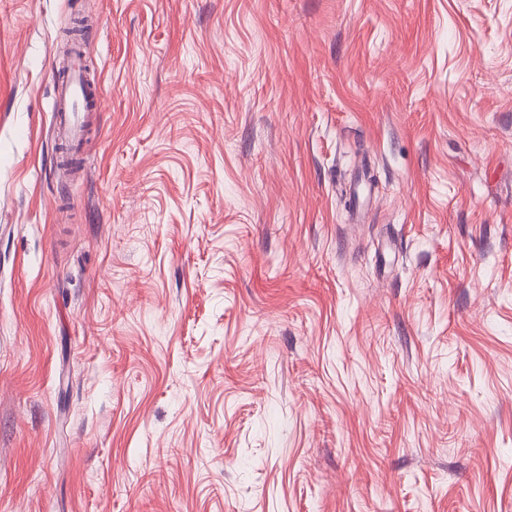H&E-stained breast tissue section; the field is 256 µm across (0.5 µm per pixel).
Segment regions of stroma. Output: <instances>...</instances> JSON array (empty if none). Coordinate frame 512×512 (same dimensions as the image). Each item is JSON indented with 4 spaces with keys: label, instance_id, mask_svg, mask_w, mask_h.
<instances>
[{
    "label": "stroma",
    "instance_id": "stroma-1",
    "mask_svg": "<svg viewBox=\"0 0 512 512\" xmlns=\"http://www.w3.org/2000/svg\"><path fill=\"white\" fill-rule=\"evenodd\" d=\"M0 512H512V0H0ZM85 64L79 46L72 48L65 75L56 82V110L52 113L54 134L67 148L84 139L89 126L102 111V99L85 79Z\"/></svg>",
    "mask_w": 512,
    "mask_h": 512
}]
</instances>
